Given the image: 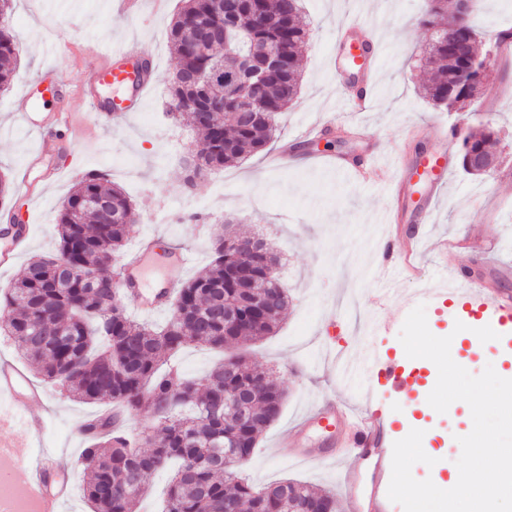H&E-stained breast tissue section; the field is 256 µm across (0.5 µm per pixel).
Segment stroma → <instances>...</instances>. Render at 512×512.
Segmentation results:
<instances>
[{
	"mask_svg": "<svg viewBox=\"0 0 512 512\" xmlns=\"http://www.w3.org/2000/svg\"><path fill=\"white\" fill-rule=\"evenodd\" d=\"M179 6L180 0H165L158 12L152 0H142L140 14L128 17L116 12L111 0H16L9 22L19 57L11 86L0 91V173L8 174L13 200L24 223L31 225L32 237L15 264L0 269V290L22 274L32 256L53 250L54 212L80 172L92 169L106 171L134 202L138 220L127 251H134L143 238L155 239V251L146 263L148 282L184 281L200 272L210 261V239L223 231L225 221H233L242 234L264 238L279 257L277 275L288 290L289 306L278 329L250 346V358L284 386L288 397L240 475L258 488L294 479L336 494L340 485L335 468L292 466L275 449L279 435L318 398L344 399L355 407L361 402L357 383L330 378L325 345L340 352L361 348L373 319L380 317L391 323L380 348L393 357L403 355L399 333L404 319L396 303L377 310L368 302L389 276L399 293L407 295L439 287L445 272L463 279L473 271L486 279L499 277L501 288L512 294V246L503 247L498 240L504 227H512V57L495 63V87L469 120L470 127L486 126L498 133L500 164L492 174L469 175L461 167L456 138L438 142L424 135L433 125L458 124L457 114L435 108L418 91L429 79L418 65L431 35L420 23L425 0H304L310 39L300 91L278 116L273 140L264 151L207 173L188 189L183 159L194 135L174 126L165 113L175 69L168 32ZM354 16L374 28L381 45L372 107L353 117L370 128V137L349 136L330 145L322 139L304 141L292 167H268V155L305 126L352 117L342 109L343 94L331 61L339 30ZM122 41L138 44L155 81L130 112L97 124L83 99V86L90 80L91 62L107 46ZM59 77L68 82L69 97L48 98L42 110L67 112L68 126L83 131L84 137L68 151L51 152L34 165L30 157L38 143L19 123L16 109L32 81ZM328 148L347 156L376 155L378 166L369 169L368 183L311 163V154ZM424 148L447 153L448 182L415 255L417 273L407 279L377 257L387 204L374 182L378 167L400 159L413 165ZM194 213L199 216L195 222L190 219ZM173 243L194 255L192 265L180 272L170 269L164 258ZM430 391L422 382L404 396L382 386L373 395L390 415L396 438L407 435L404 418L412 414L423 421V449L443 451L442 469L414 465L412 474L419 480L448 478L461 453L457 439L473 427L465 402H454L440 414L427 402ZM50 395L53 408L42 415L35 450L55 453L72 487L64 512H90L79 480V458L91 439L79 425L108 410L109 404L72 400L55 387Z\"/></svg>",
	"mask_w": 512,
	"mask_h": 512,
	"instance_id": "1",
	"label": "stroma"
}]
</instances>
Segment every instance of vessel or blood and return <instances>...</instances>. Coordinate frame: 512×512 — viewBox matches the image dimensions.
Listing matches in <instances>:
<instances>
[{"label": "vessel or blood", "mask_w": 512, "mask_h": 512, "mask_svg": "<svg viewBox=\"0 0 512 512\" xmlns=\"http://www.w3.org/2000/svg\"><path fill=\"white\" fill-rule=\"evenodd\" d=\"M361 21L352 19L345 23L340 33L334 66L359 74L360 80L353 92L344 98L347 111L364 112L372 103L373 77L366 73L369 58L375 56L374 43L354 41L353 32L362 29ZM134 44L125 42L108 48L99 65L94 68L93 84L120 89V96L107 101H91L90 109L97 117L112 118L128 111L131 102L142 98L149 87L147 78H134L125 62L137 58ZM25 109L20 112L21 123L36 135H43L44 125L39 118L41 98L32 91L23 94ZM431 176L422 185L427 205H434L446 185L448 160L446 155H431L425 161ZM141 254H134L126 261L127 295L130 304L138 310L159 313L170 302L171 285L146 290L140 276ZM432 300L452 299L458 319L465 324V340L476 341V329L488 326L499 334L501 341H512V299L503 296L492 284L463 281L460 287L439 289L432 293ZM389 322H375L372 339L366 340L360 352L346 355L333 368L334 374L346 379H358L366 388L384 384L396 393L406 392L407 377L401 359L389 357L379 349L375 337L388 334ZM47 392L28 375L17 362L0 358V463L17 466L16 482L35 505V512H62L70 494L67 482L57 480L58 465L50 455L31 456L32 438L38 435L41 421L33 415V407L43 404ZM349 423L353 438L345 452L336 454L299 447L296 437L310 428L333 427ZM392 422L385 411L376 408L373 400H366L362 411H355L349 403L325 399L301 417L292 431L284 433L279 447L288 451V459L304 464L324 463L341 470V494L345 512H391L392 503L387 492L392 474L394 439ZM369 460L368 479H361L354 467L345 463L346 458Z\"/></svg>", "instance_id": "1"}]
</instances>
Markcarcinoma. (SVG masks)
Returning a JSON list of instances; mask_svg holds the SVG:
<instances>
[{
	"label": "carcinoma",
	"mask_w": 512,
	"mask_h": 512,
	"mask_svg": "<svg viewBox=\"0 0 512 512\" xmlns=\"http://www.w3.org/2000/svg\"><path fill=\"white\" fill-rule=\"evenodd\" d=\"M12 2L0 0V90L12 82L16 44L9 25ZM169 28L176 70L170 81L169 114L179 125L197 129L193 151L202 164L190 170L194 179L206 172L256 154L276 131L277 115L296 99L301 52L309 33L301 20L303 0H181ZM478 4L457 17L451 0H427L421 23L434 30L420 61L434 73L422 95L434 107L462 115L475 111L487 71L459 75L463 61L497 54L504 39L479 53V34L471 24ZM275 49L281 68L269 76L262 102L233 91L227 99L203 86L189 89L195 73L220 78L243 73L238 55L251 49ZM195 107L184 110L186 90ZM251 113L224 126V113ZM496 134L488 128L461 138L462 168L468 150L488 148ZM134 205L104 172H88L63 201L57 214L55 252L32 257L23 274L0 294V335L14 340L45 381L85 402H113L115 412L79 426L92 431L97 445L82 453V490L92 512H132L148 491V475L179 462L169 486L168 512H305L320 503L336 512V498L306 485L285 481L257 491L224 470V454L252 458L262 433L278 418L286 392L242 352H234L271 333L288 307V292L279 282L259 278L268 313L224 328V305L238 301L234 288L238 264L251 262L247 252H224V239L238 237L230 228L212 244L207 269L176 291L168 321L159 326L132 320L110 288L112 267L123 251L131 225L122 222ZM191 345L225 353L203 379L162 369L167 360ZM147 414L158 423L140 449L122 429L123 418Z\"/></svg>",
	"instance_id": "1"
}]
</instances>
